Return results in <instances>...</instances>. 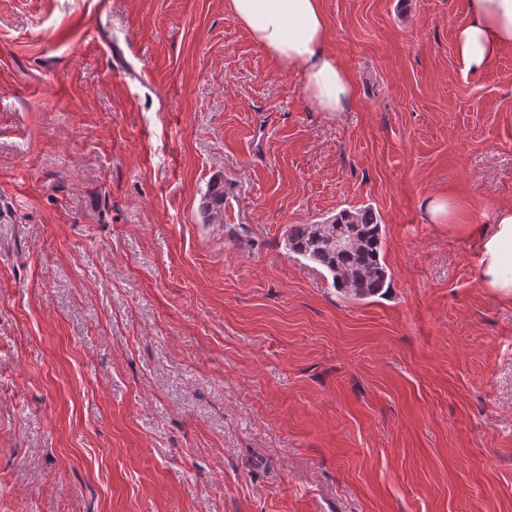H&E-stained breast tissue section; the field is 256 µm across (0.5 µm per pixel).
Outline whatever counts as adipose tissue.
Masks as SVG:
<instances>
[{"instance_id": "obj_1", "label": "adipose tissue", "mask_w": 512, "mask_h": 512, "mask_svg": "<svg viewBox=\"0 0 512 512\" xmlns=\"http://www.w3.org/2000/svg\"><path fill=\"white\" fill-rule=\"evenodd\" d=\"M225 8L274 60L302 78L311 104L341 115L358 90L327 47L321 0H225ZM512 48V0H469L467 18L455 30L456 53L471 71ZM480 243L478 277L483 287L512 300V208L497 210Z\"/></svg>"}]
</instances>
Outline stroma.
Here are the masks:
<instances>
[{"mask_svg": "<svg viewBox=\"0 0 512 512\" xmlns=\"http://www.w3.org/2000/svg\"><path fill=\"white\" fill-rule=\"evenodd\" d=\"M322 8L337 117L224 0H0V512H512V50L465 69L468 0ZM366 204L352 300L284 239ZM493 221L479 246L478 277L484 288L512 300V208L497 210Z\"/></svg>", "mask_w": 512, "mask_h": 512, "instance_id": "obj_1", "label": "stroma"}]
</instances>
